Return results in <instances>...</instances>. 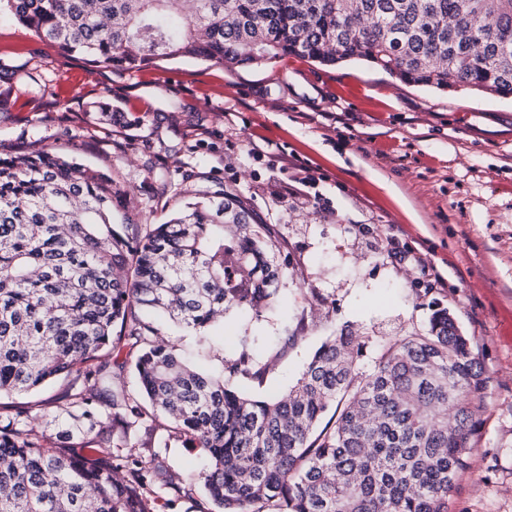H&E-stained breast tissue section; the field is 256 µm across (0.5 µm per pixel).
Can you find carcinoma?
I'll return each mask as SVG.
<instances>
[{"mask_svg": "<svg viewBox=\"0 0 512 512\" xmlns=\"http://www.w3.org/2000/svg\"><path fill=\"white\" fill-rule=\"evenodd\" d=\"M59 50L140 71L160 58L262 67L295 55L363 61L414 87L512 96V0H7ZM124 192L53 152L0 158V394L70 382L58 419L93 454L164 417L210 456L200 474L222 512H448L471 467L484 371L438 302L420 330L384 344L373 371L350 332L323 343L296 385L256 400L247 351L213 376L162 338L279 296V241L238 195L203 193L164 224L112 223ZM137 385H127L126 374ZM335 407L332 419L322 420ZM131 460L119 475L123 458ZM159 467L59 449L29 408L0 422V512H157Z\"/></svg>", "mask_w": 512, "mask_h": 512, "instance_id": "cac0c4a2", "label": "carcinoma"}]
</instances>
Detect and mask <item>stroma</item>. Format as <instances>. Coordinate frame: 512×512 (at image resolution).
I'll use <instances>...</instances> for the list:
<instances>
[{
    "instance_id": "1",
    "label": "stroma",
    "mask_w": 512,
    "mask_h": 512,
    "mask_svg": "<svg viewBox=\"0 0 512 512\" xmlns=\"http://www.w3.org/2000/svg\"><path fill=\"white\" fill-rule=\"evenodd\" d=\"M111 102V120L92 105ZM52 151L104 171L126 191L116 224H161L196 193L229 187L289 259L281 300L253 319L229 313L197 367L248 351L263 381L231 380L253 399L288 393L342 328L385 342L420 328L426 285L448 307L487 379L471 469L448 512H512V99L414 88L362 63L326 68L288 57L263 68L158 59L140 72L94 67L0 10V158ZM313 186L290 191L297 164ZM66 379L25 396L37 427L66 403ZM0 398V418L21 401ZM151 441L114 435L168 478L209 457L157 419Z\"/></svg>"
}]
</instances>
